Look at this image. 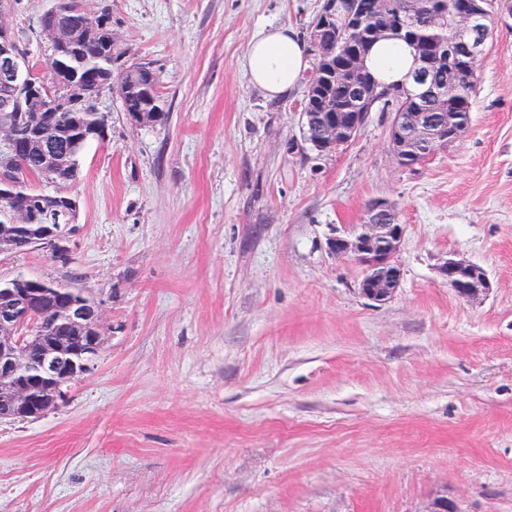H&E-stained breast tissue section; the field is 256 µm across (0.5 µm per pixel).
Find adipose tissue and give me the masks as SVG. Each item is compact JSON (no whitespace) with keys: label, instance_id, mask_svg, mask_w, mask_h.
I'll return each mask as SVG.
<instances>
[{"label":"adipose tissue","instance_id":"1","mask_svg":"<svg viewBox=\"0 0 512 512\" xmlns=\"http://www.w3.org/2000/svg\"><path fill=\"white\" fill-rule=\"evenodd\" d=\"M309 45L289 26L261 29L249 42L244 70L249 83L270 99L293 93L309 68ZM366 66L385 84H404L415 67L413 52L406 44L390 39L376 43Z\"/></svg>","mask_w":512,"mask_h":512}]
</instances>
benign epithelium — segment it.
<instances>
[{
	"mask_svg": "<svg viewBox=\"0 0 512 512\" xmlns=\"http://www.w3.org/2000/svg\"><path fill=\"white\" fill-rule=\"evenodd\" d=\"M69 8L70 0H56L41 19L42 31L54 47L74 41L71 30L57 22ZM336 8L334 0H323L311 28L317 54L323 59L339 54V45L318 39L319 28L335 18ZM376 10L389 20L369 29L367 40L381 39L404 28L405 18L392 0H377ZM492 18V0H469L453 10L441 6L432 11L431 28L436 37L431 50L418 53L405 93L412 98H454L457 78L484 58L483 32ZM364 52L365 49H359L344 66L328 72L314 68L307 77V87L331 77L362 100L379 97L375 83L365 73ZM441 60L453 63L445 86L437 84L434 78V65ZM100 94L98 86L89 87L62 77L53 55L33 64L29 56L15 49L11 29L0 21L3 108L7 110L17 104L39 118L32 135L0 119V187L5 197L0 204V255L9 253L7 242L36 220L48 226L41 245L52 252H68L67 241L78 203L64 196L49 206L29 194L17 193L28 178L18 163V155L25 147L52 148L42 179L57 186L65 182V174L83 146L93 140H104L107 126L84 127L69 144L57 149L60 132L56 117L60 112H78L86 104L97 103ZM367 117L366 112L346 116L322 113L318 154H332L349 144ZM465 131L466 126L460 124L455 114L435 119L417 106L410 112L392 113L389 145L398 162H403L404 154L410 151L420 164L437 149L454 143ZM404 234L405 225L399 223L394 205L377 199L368 205L363 223L336 231L329 240V250L338 257L351 256L357 260L364 267L359 284L361 294L383 304L400 286L397 254ZM440 274L450 288L469 300L486 296L492 288L484 269L465 260H446ZM16 283L15 288L3 289L6 300L0 309V419L37 420L55 410L66 399L68 386L93 368L104 345L103 314L93 298L64 284L37 278L18 279ZM45 316L51 317L67 335L44 339L33 362L29 344L41 335V320Z\"/></svg>",
	"mask_w": 512,
	"mask_h": 512,
	"instance_id": "obj_1",
	"label": "benign epithelium"
}]
</instances>
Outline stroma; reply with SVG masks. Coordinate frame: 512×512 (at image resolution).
<instances>
[{
    "label": "stroma",
    "instance_id": "obj_1",
    "mask_svg": "<svg viewBox=\"0 0 512 512\" xmlns=\"http://www.w3.org/2000/svg\"><path fill=\"white\" fill-rule=\"evenodd\" d=\"M53 0H12L18 48L49 55ZM120 64L149 63L169 112L108 138L63 185L70 260L0 255V280L59 282L105 317L95 369L35 421L0 420V512H512V0L477 71L467 131L406 168L371 112L344 149L301 134L243 61L263 26L306 34L322 0H84ZM391 201L401 284L376 304L336 226ZM449 258L492 289L459 297ZM440 274L450 288L469 300L486 296L492 288L484 269L465 260L447 259L440 267Z\"/></svg>",
    "mask_w": 512,
    "mask_h": 512
}]
</instances>
